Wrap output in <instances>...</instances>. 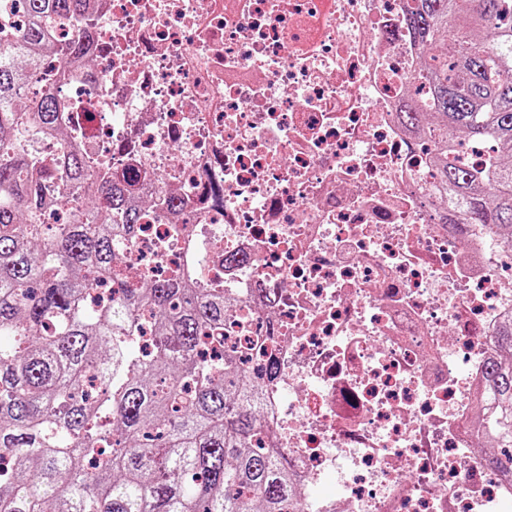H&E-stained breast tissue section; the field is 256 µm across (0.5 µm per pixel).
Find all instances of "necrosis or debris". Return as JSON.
<instances>
[{
    "mask_svg": "<svg viewBox=\"0 0 512 512\" xmlns=\"http://www.w3.org/2000/svg\"><path fill=\"white\" fill-rule=\"evenodd\" d=\"M94 2L99 66H67L68 134L30 145L182 200L118 268L189 267L233 297L225 345L278 367L260 417L298 512H512L481 429L512 234L429 191L430 120L399 117L412 0Z\"/></svg>",
    "mask_w": 512,
    "mask_h": 512,
    "instance_id": "necrosis-or-debris-1",
    "label": "necrosis or debris"
}]
</instances>
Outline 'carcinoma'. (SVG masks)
Masks as SVG:
<instances>
[{"label": "carcinoma", "instance_id": "carcinoma-1", "mask_svg": "<svg viewBox=\"0 0 512 512\" xmlns=\"http://www.w3.org/2000/svg\"><path fill=\"white\" fill-rule=\"evenodd\" d=\"M27 24L0 37V512H295L299 490L258 418L262 389L224 348V289L148 269L112 273L145 208L131 176L80 149L44 163L26 147L57 134L62 106L45 60L93 49L85 0H20ZM68 16L76 37L49 22ZM408 26L426 89L401 112L448 146L431 190L470 224L512 230V0H415ZM493 146L480 163L463 145ZM81 202L47 233L46 211ZM151 336L152 352L140 345ZM485 367L490 469L512 473V320Z\"/></svg>", "mask_w": 512, "mask_h": 512}]
</instances>
